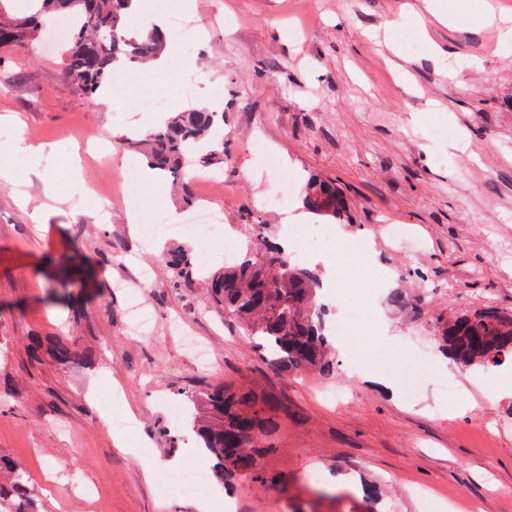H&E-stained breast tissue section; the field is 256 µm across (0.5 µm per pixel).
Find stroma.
Wrapping results in <instances>:
<instances>
[{
	"label": "stroma",
	"mask_w": 512,
	"mask_h": 512,
	"mask_svg": "<svg viewBox=\"0 0 512 512\" xmlns=\"http://www.w3.org/2000/svg\"><path fill=\"white\" fill-rule=\"evenodd\" d=\"M416 0H175L203 23L197 44H169L153 83L167 112L193 104L224 115V187L205 205L246 241L301 240L320 279L327 321L344 306L373 317L332 340L336 375H282L251 337L207 302L204 284L177 293L163 252L190 246L208 271L224 267V237L144 245L129 220L128 139L153 118L140 95L111 106L76 94L63 78L62 45L1 51L0 126L19 123L29 143L18 183L0 181V454L25 468L42 512H512V363L463 367L442 351L440 321L493 304L512 314V42L477 12L421 27ZM117 159L82 164L87 186L110 184L112 221L81 204L70 183L84 138ZM63 198L45 206L42 181ZM335 184L345 222L305 212L304 186ZM292 184L289 216L262 197ZM41 223H33V209ZM265 230L255 234L253 217ZM366 237L367 252L351 251ZM156 316L132 331L127 291ZM189 320L211 354L198 366L169 320ZM61 336L78 359L59 364L33 338ZM435 376L408 401L392 383L422 348ZM220 383L270 388L296 417L265 463L288 498L247 484L218 486L198 502L166 487L170 461L203 462L170 446L164 404ZM137 428L116 431L109 412ZM322 468L335 499L314 500L305 471Z\"/></svg>",
	"instance_id": "stroma-1"
}]
</instances>
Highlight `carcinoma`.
I'll list each match as a JSON object with an SVG mask.
<instances>
[{
	"label": "carcinoma",
	"instance_id": "carcinoma-1",
	"mask_svg": "<svg viewBox=\"0 0 512 512\" xmlns=\"http://www.w3.org/2000/svg\"><path fill=\"white\" fill-rule=\"evenodd\" d=\"M24 19H14L0 9V48L35 41L43 20L67 14L78 22L65 51L64 76L79 95L91 97L112 83L117 63L148 64L164 54L167 35L162 30L126 32L132 0H33ZM224 141V113L206 108L172 113L166 122L129 142L147 165L162 176L181 183L183 196L191 199L189 169L212 168L224 163V151L195 150L198 144ZM304 207L331 219L344 216L346 206L336 187L322 180H308ZM175 290L196 282L194 263L187 249L164 257ZM214 306L232 314L278 371L307 369L324 378L336 374L325 328L324 307L318 303L317 273L288 258L286 250L267 243L260 253L244 254L236 265L207 277ZM442 349L465 367L496 364L512 357V314L492 304L444 323ZM191 402L200 413L191 431L212 461L220 480L245 481L282 492L286 477L270 473L263 456L288 419V403L272 392L231 384L199 391ZM28 472L0 455V512H39Z\"/></svg>",
	"mask_w": 512,
	"mask_h": 512
}]
</instances>
